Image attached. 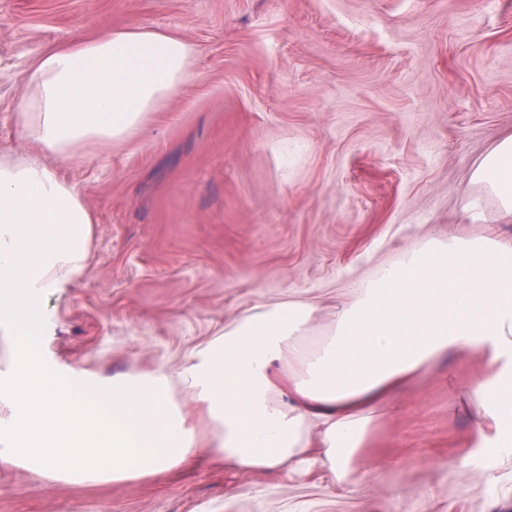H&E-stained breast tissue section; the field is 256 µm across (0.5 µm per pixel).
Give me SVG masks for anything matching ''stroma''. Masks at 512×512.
Instances as JSON below:
<instances>
[{"instance_id":"1","label":"stroma","mask_w":512,"mask_h":512,"mask_svg":"<svg viewBox=\"0 0 512 512\" xmlns=\"http://www.w3.org/2000/svg\"><path fill=\"white\" fill-rule=\"evenodd\" d=\"M174 33L190 75L122 141L61 162L18 120L25 74L115 29ZM512 135V0H0V154L54 166L94 220L84 273L43 306L56 369L178 372L260 302L331 309L429 237L512 238L472 173ZM477 351L378 410L357 490L198 452L156 476L40 477L0 461V512H512V447L465 395Z\"/></svg>"}]
</instances>
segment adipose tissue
I'll list each match as a JSON object with an SVG mask.
<instances>
[{
    "label": "adipose tissue",
    "mask_w": 512,
    "mask_h": 512,
    "mask_svg": "<svg viewBox=\"0 0 512 512\" xmlns=\"http://www.w3.org/2000/svg\"><path fill=\"white\" fill-rule=\"evenodd\" d=\"M192 47L153 29L44 52L29 67L19 120L68 159L92 141L138 133L188 76ZM478 199L512 222V136L472 174ZM93 218L40 160L0 157V455L39 476L116 481L158 475L204 450L256 474L349 480L372 413L448 352L477 350L490 369L470 393L512 445V240H428L383 266L328 323L302 300L258 303L225 325L177 374L64 375L48 362L40 304L79 277ZM288 373L287 388L275 381ZM182 387L211 422L201 438L173 398Z\"/></svg>",
    "instance_id": "obj_1"
}]
</instances>
